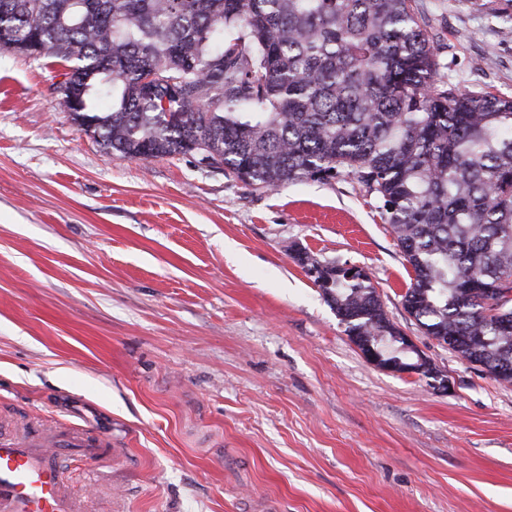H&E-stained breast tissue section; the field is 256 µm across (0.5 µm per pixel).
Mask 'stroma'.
I'll list each match as a JSON object with an SVG mask.
<instances>
[{"mask_svg": "<svg viewBox=\"0 0 512 512\" xmlns=\"http://www.w3.org/2000/svg\"><path fill=\"white\" fill-rule=\"evenodd\" d=\"M459 88L512 96L507 0H419ZM56 65L0 50V431L71 422L88 512H512V384L405 312L409 269L347 178L255 191L103 150ZM363 268L451 385L368 363L293 258Z\"/></svg>", "mask_w": 512, "mask_h": 512, "instance_id": "obj_1", "label": "stroma"}]
</instances>
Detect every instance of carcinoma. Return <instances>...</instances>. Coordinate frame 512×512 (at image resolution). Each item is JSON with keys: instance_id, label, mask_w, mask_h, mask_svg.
I'll list each match as a JSON object with an SVG mask.
<instances>
[{"instance_id": "obj_1", "label": "carcinoma", "mask_w": 512, "mask_h": 512, "mask_svg": "<svg viewBox=\"0 0 512 512\" xmlns=\"http://www.w3.org/2000/svg\"><path fill=\"white\" fill-rule=\"evenodd\" d=\"M0 49L61 65L72 120L125 158L192 154L269 190L356 180L416 325L512 372V298L483 294L512 293V97L448 82L418 0H0ZM314 283L348 336L398 330L369 277Z\"/></svg>"}]
</instances>
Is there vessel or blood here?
I'll list each match as a JSON object with an SVG mask.
<instances>
[{"mask_svg":"<svg viewBox=\"0 0 512 512\" xmlns=\"http://www.w3.org/2000/svg\"><path fill=\"white\" fill-rule=\"evenodd\" d=\"M111 457V441L70 423L0 434V512H85L67 485L63 462L95 464Z\"/></svg>","mask_w":512,"mask_h":512,"instance_id":"obj_1","label":"vessel or blood"}]
</instances>
